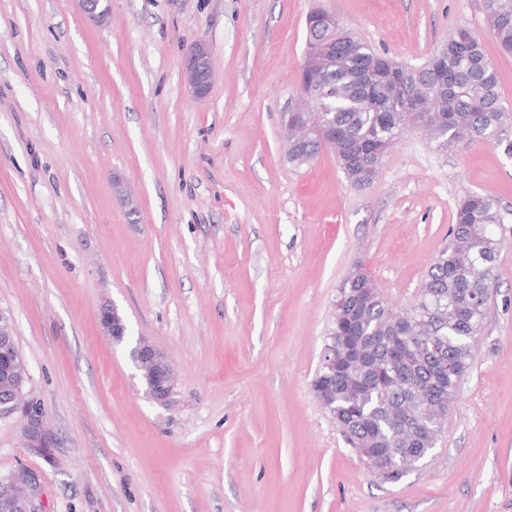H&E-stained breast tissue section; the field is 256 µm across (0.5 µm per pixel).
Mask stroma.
<instances>
[{"label": "stroma", "mask_w": 512, "mask_h": 512, "mask_svg": "<svg viewBox=\"0 0 512 512\" xmlns=\"http://www.w3.org/2000/svg\"><path fill=\"white\" fill-rule=\"evenodd\" d=\"M315 9L411 66L467 27L512 105L483 0H112L103 25L0 0V307L55 442L35 453L0 415V477L36 472L41 512H512V154L445 155L415 128L362 188L326 151L288 164ZM199 39L216 77L195 99ZM469 193L504 217L491 319L435 449L387 481L312 389L337 291L361 264L408 307ZM106 302L171 359L167 405L102 335ZM185 75L190 96L200 98L208 94L214 78L211 53L204 40L191 45L185 59Z\"/></svg>", "instance_id": "obj_1"}]
</instances>
